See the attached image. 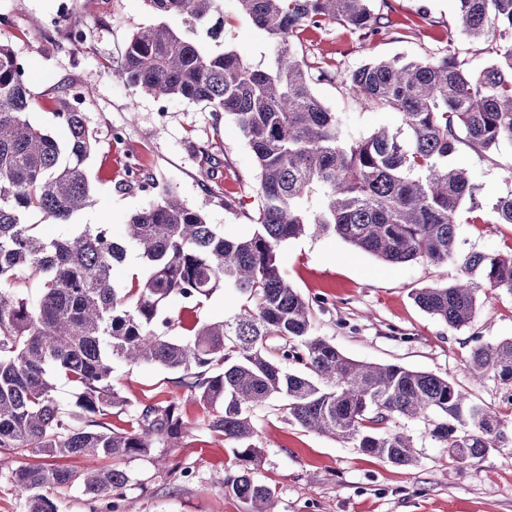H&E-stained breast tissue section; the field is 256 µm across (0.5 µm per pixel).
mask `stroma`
Here are the masks:
<instances>
[{
    "label": "stroma",
    "mask_w": 512,
    "mask_h": 512,
    "mask_svg": "<svg viewBox=\"0 0 512 512\" xmlns=\"http://www.w3.org/2000/svg\"><path fill=\"white\" fill-rule=\"evenodd\" d=\"M57 8L58 0H0V41L25 63L34 97L30 120L57 140L68 137L54 115L62 88L79 87L86 98L87 124L98 145L86 162L89 203L74 223H107L119 231L131 214L156 201L155 191L144 190L130 174L136 165L225 235H249L260 205L258 169L235 120L200 103L140 93L111 76L123 65L132 34L157 21L144 0H74L83 31L79 42L56 22ZM221 8L223 33L211 39L200 30L197 39L216 52L237 47L254 66L266 68L273 58L267 34L238 9L236 0H222ZM373 10L386 23L371 42L333 23L306 30L298 43L300 51L331 72V79L313 82V92L338 113L350 136L400 125L398 113L373 108L343 83L369 59L403 55L433 60L451 48L474 68L493 59L488 40L469 38L458 29L456 0H373ZM116 127L123 128L124 143L113 142ZM454 161L468 169L486 218L492 203L512 190L504 170L512 149L481 156L463 146ZM459 237L465 250L505 253L512 249V224L465 220ZM279 253L283 275L317 305L318 333L346 356L454 379L474 402L512 419L507 401L512 392L494 375L476 382L467 372L476 345L512 339L511 292H488L471 324L455 330L420 310L411 293L454 281L460 274L456 263L391 265L338 236L313 233L283 243ZM241 304L237 293L221 290L195 311H185L177 299L168 302L167 310L192 324L223 319ZM113 376L130 400L180 402L190 425L174 447L125 461L132 478L126 512H247L246 504L228 495L222 484L233 463L231 442L208 430L206 410L176 383L174 373L118 363ZM253 420L255 443L263 451L255 475L276 486L279 512H512V439L484 457L456 461L432 435L436 414L401 420L395 427L411 435L416 461L399 468L350 443L305 431L289 422L276 401L254 409ZM175 464L191 468L192 478L167 476L165 466Z\"/></svg>",
    "instance_id": "stroma-1"
}]
</instances>
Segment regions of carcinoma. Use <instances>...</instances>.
Returning a JSON list of instances; mask_svg holds the SVG:
<instances>
[{"label": "carcinoma", "mask_w": 512, "mask_h": 512, "mask_svg": "<svg viewBox=\"0 0 512 512\" xmlns=\"http://www.w3.org/2000/svg\"><path fill=\"white\" fill-rule=\"evenodd\" d=\"M160 19L133 33L122 82L157 98L203 103L232 116L258 168L262 199L256 229L224 235L168 188L130 216L117 235L110 224H72L89 202L86 161L96 148L80 91L58 97L69 136L60 142L30 122V90L10 45L0 42V454L29 457L12 472L22 512H59L50 492L77 485L87 500L120 512L131 477L125 460L187 432L179 402H133L114 383V363L155 365L208 411V429L234 443L224 491L248 512H278L276 486L259 481L262 457L252 410L282 401L301 428L350 442L398 467L413 464V442L387 428L394 420L440 416L433 437L453 459L485 456L506 439L508 424L475 403L454 380L399 364L353 360L318 335L313 305L283 276L281 243L309 231L333 234L377 259L402 264L456 260L463 276L420 288L414 303L452 329L475 317L480 294L512 293V251L463 249V209L479 210L467 171L452 157L463 144L479 154L512 148V0H457L461 30L494 42L495 60L475 71L450 51L434 61L393 56L346 75L352 92L401 116L396 129L348 135L341 117L311 89L312 71L329 72L300 53L296 38L329 23L367 41L379 29L371 0H236L274 45L272 65L252 66L237 50L206 49L171 28H222L220 0H144ZM322 193L320 210L304 201ZM41 213L69 226L46 240L26 217ZM492 223L512 224V191L491 208ZM135 251L145 272L126 288L112 269ZM37 287L29 296L25 290ZM243 297L221 321L193 324V337L167 331L182 320L165 312L176 297L193 310L216 291ZM468 372H491L512 387V339L475 346ZM74 389L83 423H72L55 395V377ZM114 412L129 429L114 432ZM85 455L112 464L78 471L60 461Z\"/></svg>", "instance_id": "carcinoma-1"}]
</instances>
